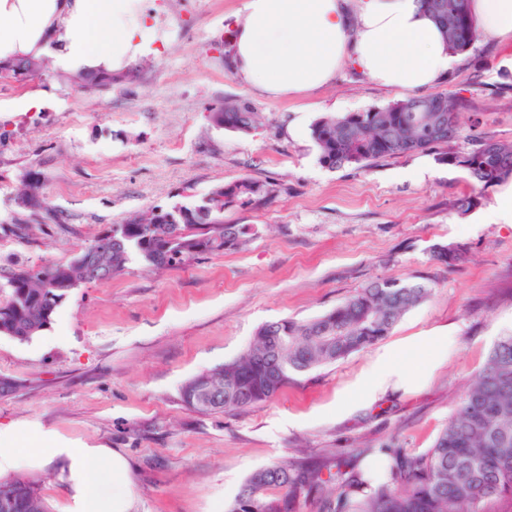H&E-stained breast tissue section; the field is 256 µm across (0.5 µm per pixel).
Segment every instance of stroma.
Listing matches in <instances>:
<instances>
[{
  "mask_svg": "<svg viewBox=\"0 0 512 512\" xmlns=\"http://www.w3.org/2000/svg\"><path fill=\"white\" fill-rule=\"evenodd\" d=\"M240 4L148 0L174 37L159 60L108 92L51 70L0 83V267L67 260L112 225L244 177L278 191L268 205L225 209V223L252 225L244 245L175 269L132 258L112 280L78 289L31 341L0 336V378L17 385L0 395V424H39L118 450L135 512H226L252 471L307 451L342 455L393 441L426 453L493 345L512 335V223L488 218L504 187L476 185L446 160L472 140L366 169L321 166L311 138L318 118L404 93L348 67L300 97L255 96L235 78L226 41L225 17ZM435 91L470 101L464 127L512 143L511 42H476ZM29 96L46 97L47 108L22 110ZM229 98L250 103L264 125L250 133L213 126L209 109ZM31 171L61 221L22 239L10 228ZM469 195L476 206L460 211L458 199ZM439 245L463 246L465 260H434ZM386 278L426 284L431 294L375 345L245 410L203 415L182 403L187 380L237 357L262 324L313 319ZM439 330L457 344L424 385L352 408V390L379 352Z\"/></svg>",
  "mask_w": 512,
  "mask_h": 512,
  "instance_id": "obj_1",
  "label": "stroma"
}]
</instances>
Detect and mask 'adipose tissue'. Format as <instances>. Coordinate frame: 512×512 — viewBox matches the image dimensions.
<instances>
[{"label":"adipose tissue","mask_w":512,"mask_h":512,"mask_svg":"<svg viewBox=\"0 0 512 512\" xmlns=\"http://www.w3.org/2000/svg\"><path fill=\"white\" fill-rule=\"evenodd\" d=\"M477 37L512 42V0H471ZM235 78L278 100L332 84L352 66L401 90L435 87L454 66L446 40L421 0H243L230 15ZM163 37L146 0H0V65L50 58L64 73L120 74L160 57ZM447 333L379 353L356 401L412 390L448 350ZM59 471L64 512H132L129 465L117 450L63 438L38 425H0V479L20 470Z\"/></svg>","instance_id":"ef3b65f1"}]
</instances>
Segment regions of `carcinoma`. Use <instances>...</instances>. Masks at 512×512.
Segmentation results:
<instances>
[{"instance_id":"cac0c4a2","label":"carcinoma","mask_w":512,"mask_h":512,"mask_svg":"<svg viewBox=\"0 0 512 512\" xmlns=\"http://www.w3.org/2000/svg\"><path fill=\"white\" fill-rule=\"evenodd\" d=\"M439 23L448 48L466 54L477 35L469 15V0H422ZM19 78L44 75V65L30 59L15 63ZM86 89L101 93L123 81L106 74L84 76ZM470 108L459 95H407L364 112L327 115L311 128L319 163L335 169H363L376 159L425 151L461 136L460 111ZM218 128L250 132L262 116L248 102L229 99L209 113ZM448 163L466 171L484 187L512 177V144L482 139ZM269 184L242 178L220 185L198 202L151 211L100 233L61 262L14 264L0 269V335L28 342L48 329L57 309L71 293L104 283L120 274L132 256L155 267H180L187 260L217 254L242 245L251 235L249 224L224 223V208L273 200ZM43 224L58 215L39 198L30 219H18L11 232L26 237L28 221ZM461 246H440L437 260H462ZM430 294L423 283L380 279L369 283L332 310L298 322L282 319L260 326L238 358L190 378L181 401L200 414L244 410L272 399L295 376L334 363L384 339L411 308ZM216 387L220 400L198 404L199 385ZM384 465L362 468L324 456L297 457L253 471L227 512H297L312 503L317 512H487L490 501L512 498V335L501 337L483 370L467 389L454 416L432 448L420 456L404 448H385ZM0 497L12 503L10 512H48L39 482L17 475L0 479Z\"/></svg>"}]
</instances>
